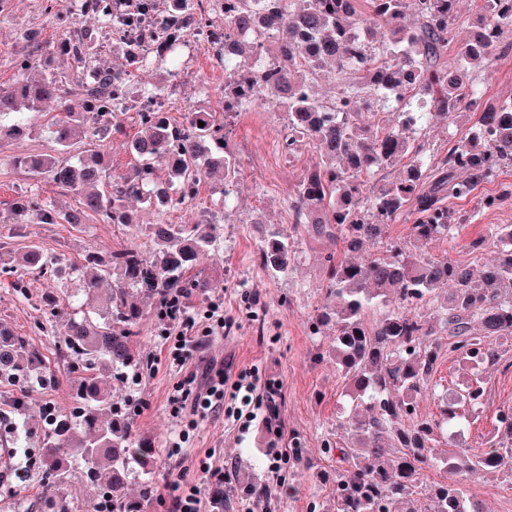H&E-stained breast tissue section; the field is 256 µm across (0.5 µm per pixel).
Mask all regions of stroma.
Returning <instances> with one entry per match:
<instances>
[{
    "label": "stroma",
    "mask_w": 512,
    "mask_h": 512,
    "mask_svg": "<svg viewBox=\"0 0 512 512\" xmlns=\"http://www.w3.org/2000/svg\"><path fill=\"white\" fill-rule=\"evenodd\" d=\"M45 0H9L12 20L0 24V84H11L14 70L8 54L21 49L22 35L37 30L46 56L57 72L73 69L70 59L57 51L59 31L44 13ZM178 72L179 83L173 89L170 121L182 122L189 110L204 106L206 100L220 99L224 94V72L212 61L210 46H199L192 61L175 60L172 66H157L147 79L167 84L169 72ZM476 82L486 100L498 102L512 96V54L499 57L488 68L477 70ZM60 112L55 102L45 104L32 120L25 136L0 142V213H7L11 203L25 193L40 194L42 199L59 208L76 204L72 194L63 191L45 178L14 168V157L24 154L54 153L52 124ZM122 133L109 136L104 142L112 178L129 175L137 164L130 142L141 127L137 113L120 115ZM468 124L434 122L424 129L410 132L412 145L422 146L432 161H439L448 151V142L463 137ZM230 149L239 168L238 185L220 220L224 229V247L219 256L200 260L193 273L207 279L206 295H194L195 304L207 299L224 300V314L232 326L224 335L210 338L194 354L190 368L209 364H229L242 369L258 367L277 380L278 415L276 427L282 431L283 447H291L293 438H300L306 450L305 461L289 463L281 472L291 492L281 496L276 479L266 472L261 453L270 440L266 429L253 431L239 439L236 430L225 426L223 419L202 422L198 434L184 449V466L189 479L201 488L202 512H241L242 479L252 478L266 483L269 496L264 512H333L335 456L326 453L325 442H339L343 434L336 423L343 400V383L334 364L325 360L331 337L329 333L311 334L308 321L323 303L328 279L324 259L339 254L341 247L330 239H314L295 230L288 199L294 193L303 173L316 161L313 148L296 155L282 148L283 115L261 106L231 118L225 129ZM221 194L208 176H201L199 194L191 201L157 212L148 204L132 200L128 207L136 212L140 223L152 224L166 219L173 224H192L201 215L215 211ZM466 209L476 214L472 224L462 228L454 239L430 242L423 249L431 259L450 258L477 269L496 256L494 246L473 249L486 225L512 224V197L495 210L481 209L478 202H466ZM280 227L291 237L293 267L286 277L272 280L264 272L259 252L267 225ZM14 251L29 244H39L45 252L62 258L70 273L64 277H19L12 267L0 268V323L27 337L32 346L54 361L55 381L45 387H29L11 379L0 378V430H5L9 447L19 445L20 436L37 438L45 422V409L71 406L68 370L58 364V343L52 321L45 312L44 300L53 297L67 303L78 294L81 282L75 269L81 268L88 254L107 255L110 251L137 247L148 252L146 238L120 224H105L97 219L71 226L68 224H4L0 223V242ZM25 280L26 293H19L14 283ZM161 328L155 318L143 322L136 339L138 350L148 360V368L138 383L122 376L111 378L117 401L136 409L139 432L155 442L156 452L151 475L156 485H163L168 474L165 440L178 419L173 412L172 398L179 394L182 378L177 370L167 367L161 348ZM459 357L440 356L433 378L426 391L417 398V413L427 419L441 418L445 403L443 393L457 389L466 379ZM485 398L473 424L467 426L456 440L458 450L466 452L487 445V438L496 434L500 412L512 409V346L502 347L495 363L483 369ZM213 452L215 465L223 467L227 479L224 499H216L213 483L202 479L197 462L206 452ZM471 492L487 512H512V485L504 482L501 473H489L475 479Z\"/></svg>",
    "instance_id": "stroma-1"
}]
</instances>
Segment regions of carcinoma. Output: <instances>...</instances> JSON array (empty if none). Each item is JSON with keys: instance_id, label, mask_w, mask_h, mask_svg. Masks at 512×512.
Masks as SVG:
<instances>
[{"instance_id": "carcinoma-1", "label": "carcinoma", "mask_w": 512, "mask_h": 512, "mask_svg": "<svg viewBox=\"0 0 512 512\" xmlns=\"http://www.w3.org/2000/svg\"><path fill=\"white\" fill-rule=\"evenodd\" d=\"M80 16L97 19L112 32L125 55L134 56L121 32L110 26L111 0H78ZM135 0L134 15H156L139 26L140 38L154 47L157 61H172L181 38L201 26L208 11L224 16V32L249 27L258 14L281 37L268 48L275 62L265 72L252 68L253 55L243 40L233 52L212 59L224 70V101L237 115L275 103L284 111L285 146L291 152L315 148L316 163L300 178L288 200L294 224L316 238H334L342 255L325 258L328 288L325 303L310 318L313 330L328 327L333 344L326 351L343 380L345 401L339 427L350 446L327 452L339 455L335 512H483L470 490L473 479L501 467L512 456V421L499 417L496 442L476 454H459L454 444L441 455L431 445L450 430L463 428L474 412L470 405L484 392L480 380L456 390L440 420L421 419L416 397L429 386L442 350L441 334L452 340L450 351L479 368L493 362L498 349L512 345V224H490L482 241L498 247L494 262L474 273L451 259L429 260L420 246L446 237L474 221L458 207L484 184L512 168V101L491 105L471 87L470 73L512 51L503 42L504 19L512 0H484L483 14L461 36L457 0H370L371 14L360 18L358 0ZM45 12L63 30L61 48L79 69L65 75L49 72L38 80L27 73L38 68L43 44L35 31L24 33L27 51L15 58L17 78L0 85V141L30 129L28 113L55 100L62 116L54 141L61 154L77 153L67 164L52 154L20 155L13 166L45 176L73 193L82 217L105 224L136 225L125 202L140 198L167 209L197 194L200 162H205L224 199L234 194L238 164L225 145L226 122L211 112H189L174 124L162 112L138 111L141 133L131 142L138 157L134 172L111 179L104 160L105 135L119 125V115L135 109L131 99L164 93L165 86H143L135 75L94 64L99 32L83 34L77 22ZM389 29L385 57L360 68L352 38L372 41L380 25ZM338 84L329 101L312 93L323 71ZM400 93L401 110L377 112L382 90ZM80 101L73 111L70 101ZM429 115L456 120L469 117V136L448 145L436 163L422 147H411L405 131ZM204 126H198V122ZM168 177L161 179L155 163ZM404 163L403 176L363 197L361 178ZM414 217L408 240L387 237L398 216ZM71 210H59L39 195H21L10 207L15 224H70ZM150 242L149 256L131 247L101 258L92 255L82 270L84 295L79 310L47 299L60 343L69 359V410L48 412V428L39 447L46 480L42 499L47 512H73L64 488L80 473L99 502L113 512H148L155 495L149 475L155 444L137 433L131 412L114 401L109 374L131 381L147 360L133 349L143 319L163 315L162 300L175 290L203 292L208 281L188 277L204 255L221 251L220 221L209 214L196 224L137 225ZM385 242L379 256L357 260L367 242ZM292 243L270 229L263 236L261 265L272 277L288 273ZM14 267L32 276L57 275L59 258L30 245L10 255ZM112 287L101 294L102 273ZM50 364L28 339L0 328V378L47 385ZM434 468L445 477L431 484L421 471ZM146 476L139 484L133 476Z\"/></svg>"}]
</instances>
